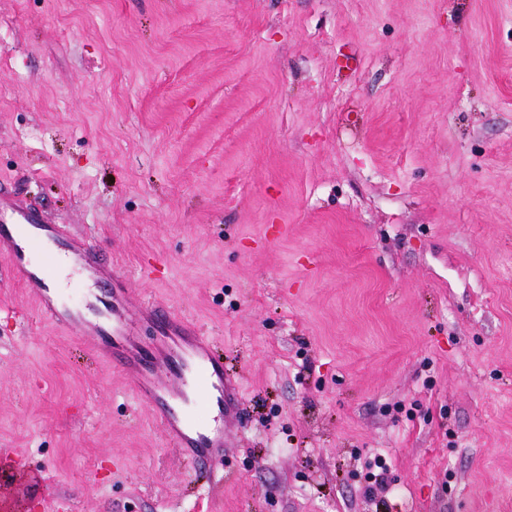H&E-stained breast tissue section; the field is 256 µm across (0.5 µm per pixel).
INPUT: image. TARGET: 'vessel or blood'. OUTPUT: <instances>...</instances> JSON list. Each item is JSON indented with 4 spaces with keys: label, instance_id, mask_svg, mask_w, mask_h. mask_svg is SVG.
<instances>
[{
    "label": "vessel or blood",
    "instance_id": "obj_1",
    "mask_svg": "<svg viewBox=\"0 0 512 512\" xmlns=\"http://www.w3.org/2000/svg\"><path fill=\"white\" fill-rule=\"evenodd\" d=\"M54 241L69 263L88 280L98 278L96 251L75 245L60 226L42 223L27 207L0 197V246H6L9 266L18 281L37 297L45 319L57 330L77 336L90 351L118 363L137 396L156 416L167 438L186 458L219 461L224 457V414L230 406L224 365L200 330L176 313H160L156 305L142 307L141 318L153 323L157 338L143 346L126 318L125 289H112L107 316H88L84 308L62 307L48 294L49 273L31 265L29 251Z\"/></svg>",
    "mask_w": 512,
    "mask_h": 512
}]
</instances>
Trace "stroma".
Returning a JSON list of instances; mask_svg holds the SVG:
<instances>
[{"label": "stroma", "mask_w": 512, "mask_h": 512, "mask_svg": "<svg viewBox=\"0 0 512 512\" xmlns=\"http://www.w3.org/2000/svg\"><path fill=\"white\" fill-rule=\"evenodd\" d=\"M0 184L232 399L185 459L0 256L25 512H512V0H0Z\"/></svg>", "instance_id": "obj_1"}]
</instances>
